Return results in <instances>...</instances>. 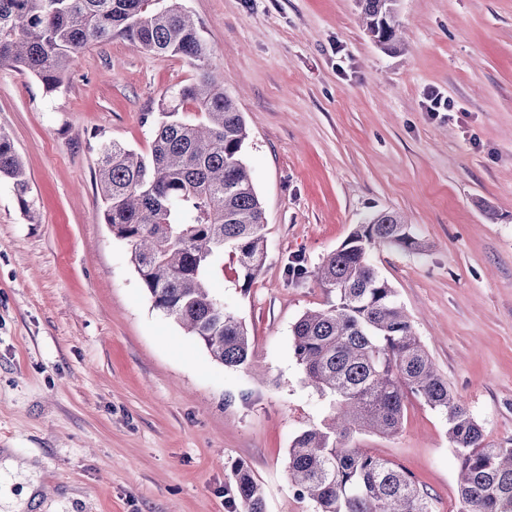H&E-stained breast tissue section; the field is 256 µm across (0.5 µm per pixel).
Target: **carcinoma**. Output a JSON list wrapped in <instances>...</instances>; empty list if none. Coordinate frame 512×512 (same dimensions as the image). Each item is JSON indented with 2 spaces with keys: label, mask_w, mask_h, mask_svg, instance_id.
Returning <instances> with one entry per match:
<instances>
[{
  "label": "carcinoma",
  "mask_w": 512,
  "mask_h": 512,
  "mask_svg": "<svg viewBox=\"0 0 512 512\" xmlns=\"http://www.w3.org/2000/svg\"><path fill=\"white\" fill-rule=\"evenodd\" d=\"M399 0H357L362 26L384 48L398 47ZM116 36L158 55H178L196 77L158 113L147 155L119 142L102 147L97 180L102 219L126 241L153 306L201 343L218 364L248 363L251 340L209 281L229 257L248 285L264 264V211L242 150L246 123L210 65L199 22L182 0H0V65L50 92L87 46ZM0 177L20 209L36 218L25 167L0 131ZM418 251L412 225L395 211L369 215L315 271L335 293L329 307L293 326V353L308 383L331 399L323 427L296 436L288 475L317 512H433L429 497L397 464L349 446L357 432L396 433L407 395L442 415L459 462L460 512H512V447L487 441L481 424L435 370L371 261L376 247ZM229 512H266L260 485L239 465L228 480Z\"/></svg>",
  "instance_id": "cac0c4a2"
}]
</instances>
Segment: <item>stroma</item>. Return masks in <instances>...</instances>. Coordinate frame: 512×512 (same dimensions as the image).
I'll return each instance as SVG.
<instances>
[{
	"label": "stroma",
	"mask_w": 512,
	"mask_h": 512,
	"mask_svg": "<svg viewBox=\"0 0 512 512\" xmlns=\"http://www.w3.org/2000/svg\"><path fill=\"white\" fill-rule=\"evenodd\" d=\"M242 112L243 158L267 257L212 292L245 322L248 365L216 364L154 309L99 213L97 159L149 153L187 60L115 38L87 46L52 93L0 66L12 138L38 220L0 181V448L43 473L39 512H228L244 463L266 512H315L288 449L330 413L305 380L292 328L335 295L314 276L367 215H405L424 248H375L414 330L489 442L512 446V0H399L406 44H376L355 0H184ZM436 90L454 109L431 115ZM303 267L296 275L295 267ZM355 447L402 466L459 512L444 418L415 397L399 431Z\"/></svg>",
	"instance_id": "35a3bbf8"
}]
</instances>
